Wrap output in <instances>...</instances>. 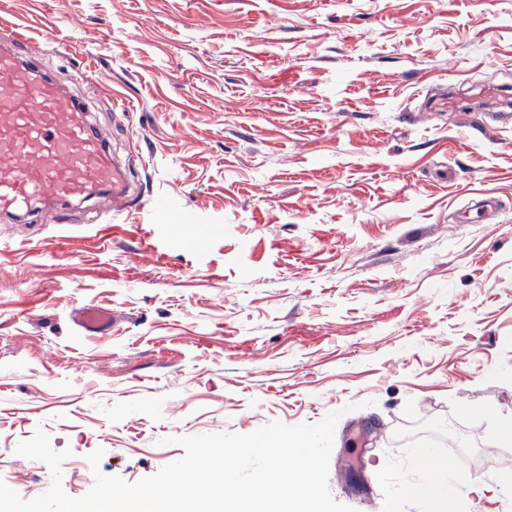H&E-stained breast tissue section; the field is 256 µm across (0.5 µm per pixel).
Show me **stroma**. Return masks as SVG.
Listing matches in <instances>:
<instances>
[{
	"label": "stroma",
	"mask_w": 512,
	"mask_h": 512,
	"mask_svg": "<svg viewBox=\"0 0 512 512\" xmlns=\"http://www.w3.org/2000/svg\"><path fill=\"white\" fill-rule=\"evenodd\" d=\"M10 23L56 27L39 59L136 208L0 219L1 481L50 487L15 452L39 429L79 498L179 437L339 409L337 502L431 512L415 451L453 438L456 512H512V116L477 97L512 84V0H0ZM115 320V313L103 307H82L74 313L76 326L86 336L107 334Z\"/></svg>",
	"instance_id": "stroma-1"
}]
</instances>
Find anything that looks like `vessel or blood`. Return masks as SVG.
Segmentation results:
<instances>
[{"label":"vessel or blood","mask_w":512,"mask_h":512,"mask_svg":"<svg viewBox=\"0 0 512 512\" xmlns=\"http://www.w3.org/2000/svg\"><path fill=\"white\" fill-rule=\"evenodd\" d=\"M126 189L104 141L35 57L0 47V214L18 219L53 200L63 223L73 202L111 197L125 210ZM112 310L82 307L74 322L83 335L107 334Z\"/></svg>","instance_id":"b4317fda"}]
</instances>
